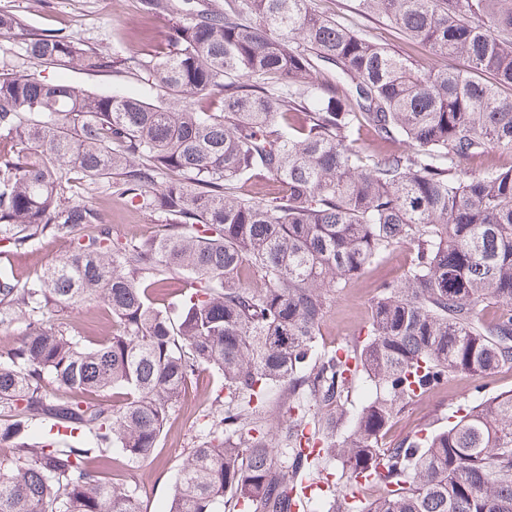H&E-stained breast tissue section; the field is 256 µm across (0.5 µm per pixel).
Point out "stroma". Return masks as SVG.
I'll return each instance as SVG.
<instances>
[{
    "label": "stroma",
    "instance_id": "35a3bbf8",
    "mask_svg": "<svg viewBox=\"0 0 512 512\" xmlns=\"http://www.w3.org/2000/svg\"><path fill=\"white\" fill-rule=\"evenodd\" d=\"M320 11L340 15L366 33L381 37L388 43L409 50L415 59L427 62L431 55L426 48L409 47L405 40L390 34L377 19L356 15L353 0H316ZM20 15L35 29H62L80 42L102 49L112 56L126 58L151 50L165 22L145 14L139 0H0V10ZM44 76L76 87L109 94L120 91L140 95L144 87L131 67L97 77L79 70L47 69ZM103 219L112 236L125 240L129 235L149 239L155 237L159 224L149 215L128 210L118 204L102 201ZM64 246L46 240L24 254H7L0 266L13 271L19 281L35 276L42 266L62 253ZM408 248L401 247L383 258L341 293L321 327V342L331 347L354 340L367 320L369 305L378 287L396 279L410 260ZM210 373H202L195 388L189 389L181 404L171 413L158 448L148 458L131 462L117 458L109 475L114 483L134 490L141 512H168L177 474L191 448L206 439V416L209 404L204 391L215 384ZM512 390V369H504L484 381L469 376L458 377L451 385L434 393L414 398L405 404L389 427L384 440L393 443L418 434L425 426H444L456 410L473 406L498 393Z\"/></svg>",
    "mask_w": 512,
    "mask_h": 512
}]
</instances>
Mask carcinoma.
I'll return each mask as SVG.
<instances>
[{
    "mask_svg": "<svg viewBox=\"0 0 512 512\" xmlns=\"http://www.w3.org/2000/svg\"><path fill=\"white\" fill-rule=\"evenodd\" d=\"M313 3L141 0L172 21L135 61L155 101L44 79L117 61L0 10L32 65L0 69V241L69 243L22 286L0 271V326L23 325L0 347V512H140L106 452L149 457L201 368L222 379L214 420L169 512H293L315 447L336 462L326 512H512V393L382 442L409 400L512 368V162L461 166L512 159V0H355L430 64ZM254 177L276 192H240ZM99 194L164 232L114 241ZM401 246L410 263L366 336L320 345L337 295ZM91 302L112 317L95 341L69 329ZM357 379L373 393L354 412Z\"/></svg>",
    "mask_w": 512,
    "mask_h": 512,
    "instance_id": "obj_1",
    "label": "carcinoma"
}]
</instances>
